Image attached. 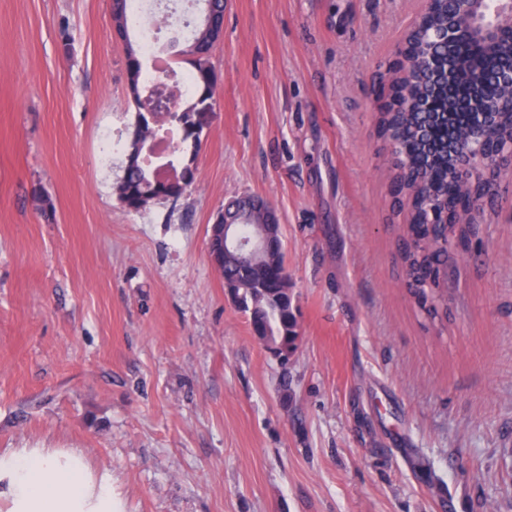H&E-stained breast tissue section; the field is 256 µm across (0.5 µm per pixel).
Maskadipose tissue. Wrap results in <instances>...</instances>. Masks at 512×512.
Instances as JSON below:
<instances>
[{
    "instance_id": "1",
    "label": "adipose tissue",
    "mask_w": 512,
    "mask_h": 512,
    "mask_svg": "<svg viewBox=\"0 0 512 512\" xmlns=\"http://www.w3.org/2000/svg\"><path fill=\"white\" fill-rule=\"evenodd\" d=\"M0 512H126V502L80 449L0 448Z\"/></svg>"
}]
</instances>
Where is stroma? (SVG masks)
Returning <instances> with one entry per match:
<instances>
[{
  "label": "stroma",
  "instance_id": "1",
  "mask_svg": "<svg viewBox=\"0 0 512 512\" xmlns=\"http://www.w3.org/2000/svg\"><path fill=\"white\" fill-rule=\"evenodd\" d=\"M416 0H224L192 187L131 212L110 0H0V448H79L127 512H512V174L403 281L373 84ZM280 217L301 340L211 262L229 199Z\"/></svg>",
  "mask_w": 512,
  "mask_h": 512
}]
</instances>
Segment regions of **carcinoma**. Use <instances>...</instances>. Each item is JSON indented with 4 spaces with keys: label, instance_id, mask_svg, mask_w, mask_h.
Here are the masks:
<instances>
[{
    "label": "carcinoma",
    "instance_id": "1",
    "mask_svg": "<svg viewBox=\"0 0 512 512\" xmlns=\"http://www.w3.org/2000/svg\"><path fill=\"white\" fill-rule=\"evenodd\" d=\"M454 11L452 0H436L426 26L407 38L409 57L428 54L434 44L427 33L443 26ZM203 23L196 25L189 44L188 64L191 78L202 82L212 70L210 53L216 40L200 36ZM455 52L462 58L463 79L449 88L429 91L424 73L418 68L389 67L386 77V95L378 112V135L389 144L397 145L394 153L391 184L400 187V195L392 208L406 213L402 225L399 255L404 270L405 287L419 308L429 317L440 316L442 290L448 269L449 248L462 239V225L448 231L440 223L441 216L456 211L461 199L471 194L462 185L454 160L448 155L447 145L465 136V128L472 120L467 112L448 113V108L475 96L493 98L502 95L505 88L494 75L508 66V52L486 55L475 44L461 40ZM128 94L135 109L142 107L144 89L143 63L139 49L128 43L126 50ZM431 100V112L422 115L404 109H394L391 101L409 98ZM201 139L178 138L175 160L194 161ZM116 197H125L128 210L138 212L156 200L169 196L158 186L152 171L145 167H124L123 176L113 187ZM224 284L233 290L234 297L248 315L253 335L274 352L288 347L293 353L300 339L299 323L289 294L288 269L284 253L278 251L249 269H242L233 258L224 260L219 268Z\"/></svg>",
    "mask_w": 512,
    "mask_h": 512
}]
</instances>
